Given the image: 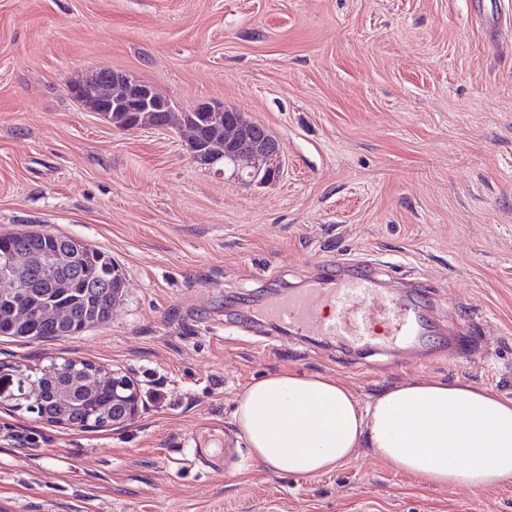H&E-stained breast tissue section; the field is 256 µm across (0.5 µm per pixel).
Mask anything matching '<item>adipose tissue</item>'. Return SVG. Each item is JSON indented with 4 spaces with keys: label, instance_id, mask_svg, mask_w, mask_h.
<instances>
[{
    "label": "adipose tissue",
    "instance_id": "1",
    "mask_svg": "<svg viewBox=\"0 0 512 512\" xmlns=\"http://www.w3.org/2000/svg\"><path fill=\"white\" fill-rule=\"evenodd\" d=\"M233 423L278 474L327 473L362 449L431 486L512 480V398L469 382H398L363 407L337 377L278 370L241 392Z\"/></svg>",
    "mask_w": 512,
    "mask_h": 512
}]
</instances>
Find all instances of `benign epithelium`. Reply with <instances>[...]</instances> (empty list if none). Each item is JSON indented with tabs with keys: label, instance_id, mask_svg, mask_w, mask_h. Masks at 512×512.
Wrapping results in <instances>:
<instances>
[{
	"label": "benign epithelium",
	"instance_id": "1",
	"mask_svg": "<svg viewBox=\"0 0 512 512\" xmlns=\"http://www.w3.org/2000/svg\"><path fill=\"white\" fill-rule=\"evenodd\" d=\"M72 97L82 108L102 117L109 112H128L130 117L123 124L125 130L142 128L137 120L139 112H170V101L158 90L122 73L112 75L92 72L69 85ZM196 112L208 113L211 125L224 127V139L199 143L195 127L184 126L186 141L192 160L218 175H229L238 183L250 186L267 183L278 178L284 156V146L267 136L263 126L246 117L231 121L226 112L237 108L221 101H200L194 106ZM33 266L29 256L13 253L0 265V290L16 288L27 278ZM139 388L134 380L121 372H112V427L122 428L139 415Z\"/></svg>",
	"mask_w": 512,
	"mask_h": 512
}]
</instances>
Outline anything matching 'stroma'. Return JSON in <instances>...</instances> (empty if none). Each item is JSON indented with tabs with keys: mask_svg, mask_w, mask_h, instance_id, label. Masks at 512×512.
I'll list each match as a JSON object with an SVG mask.
<instances>
[{
	"mask_svg": "<svg viewBox=\"0 0 512 512\" xmlns=\"http://www.w3.org/2000/svg\"><path fill=\"white\" fill-rule=\"evenodd\" d=\"M99 69L245 112L284 143L279 178L240 186L177 129L85 111L67 84ZM20 230L106 252L125 288L78 335L0 336V375L92 361L137 381L140 416L79 430L0 401V512H512V481L433 487L365 454L274 473L232 418L280 369L336 376L363 406L412 377L512 398V0H0V233ZM342 258L422 282L478 349L364 368L263 345L250 305Z\"/></svg>",
	"mask_w": 512,
	"mask_h": 512,
	"instance_id": "1",
	"label": "stroma"
}]
</instances>
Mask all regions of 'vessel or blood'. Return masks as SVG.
Returning a JSON list of instances; mask_svg holds the SVG:
<instances>
[{
	"label": "vessel or blood",
	"mask_w": 512,
	"mask_h": 512,
	"mask_svg": "<svg viewBox=\"0 0 512 512\" xmlns=\"http://www.w3.org/2000/svg\"><path fill=\"white\" fill-rule=\"evenodd\" d=\"M433 308L417 284L397 295L383 287L372 262L345 261L324 266L307 287L263 303L254 315L258 322L312 335L352 354L386 355L414 337L421 342L422 358L461 357L470 345L467 333L436 325Z\"/></svg>",
	"instance_id": "vessel-or-blood-1"
}]
</instances>
